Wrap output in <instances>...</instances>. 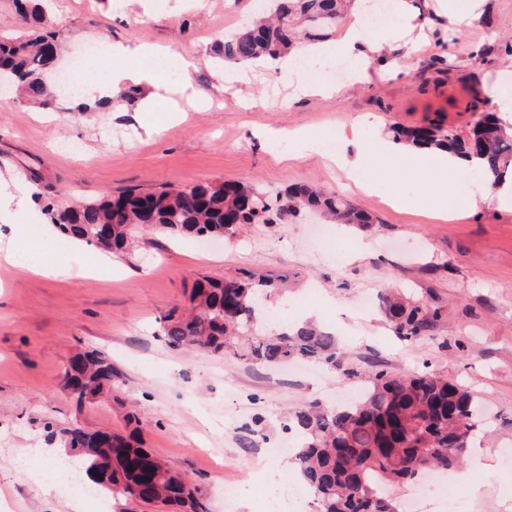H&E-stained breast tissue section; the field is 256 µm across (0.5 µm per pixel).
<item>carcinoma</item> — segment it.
Listing matches in <instances>:
<instances>
[{"label":"carcinoma","mask_w":512,"mask_h":512,"mask_svg":"<svg viewBox=\"0 0 512 512\" xmlns=\"http://www.w3.org/2000/svg\"><path fill=\"white\" fill-rule=\"evenodd\" d=\"M352 0H267L251 26L217 44L232 64L275 56L299 39L297 24L316 30L336 27ZM19 10L35 24L47 19L35 0H18ZM59 45L47 31L33 38H0V84H15L21 98L44 108L61 93L53 80ZM472 111H478L472 105ZM480 112V111H478ZM393 139L415 147L442 148L473 161L492 184L512 175V131L494 113L483 110L471 135L463 139L441 123L391 128ZM306 210L338 224L374 223L373 217L342 197L307 186L291 185L270 198L240 183L208 181L193 186H161L125 191L74 207L47 206L58 230L101 251L123 255L148 229L176 237L231 238L249 224H287ZM275 284L267 279L220 280L197 275L187 304L164 317L163 335L175 350L234 355L259 364L294 359L315 361L346 379L361 378L364 391L336 406L309 401L289 413L285 429L300 442L293 457L304 485L313 490L319 512H398L387 488L425 475L429 468L448 470L464 458L480 409L464 386L430 374L393 373L375 366L365 376L344 365L336 338L317 326L282 327L265 332L258 325V296ZM382 309L394 335L402 341L430 336L442 310L400 297H382ZM121 373L101 351L79 353L62 376L63 387L83 397L107 396ZM71 457L82 461V475L101 494L131 496L146 486L145 504L175 505L184 512H208L199 484L183 476L136 441L134 433L87 432L73 424L54 429Z\"/></svg>","instance_id":"1"}]
</instances>
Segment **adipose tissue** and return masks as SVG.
I'll return each instance as SVG.
<instances>
[{"label":"adipose tissue","mask_w":512,"mask_h":512,"mask_svg":"<svg viewBox=\"0 0 512 512\" xmlns=\"http://www.w3.org/2000/svg\"><path fill=\"white\" fill-rule=\"evenodd\" d=\"M419 24V16L412 7L410 0H396V23L380 38L365 40L358 23H351L346 29L341 43L321 42L316 44H299L293 56L310 63H320L333 57L336 51H343L347 58L355 64L353 81L365 84L370 81L369 65L371 60L378 59L385 66L397 68L396 58L387 57L386 48L398 42L405 34L411 33ZM159 48L139 43H118L112 47L114 66L109 74L112 86L119 87L131 83L158 87L159 78L155 69L148 63L161 56ZM130 58L139 59L136 67L127 66ZM377 160L384 166L392 168L414 169L427 172L432 192L438 197L440 204L438 215L456 219L469 215L474 206L471 196L460 194L454 190L453 175L466 172L470 163L465 158L445 150L430 148H414L393 141L388 137L377 138L372 153H359L355 157H339L338 165L346 172L348 178L366 192L376 190V183L364 180L362 173L370 161Z\"/></svg>","instance_id":"adipose-tissue-1"}]
</instances>
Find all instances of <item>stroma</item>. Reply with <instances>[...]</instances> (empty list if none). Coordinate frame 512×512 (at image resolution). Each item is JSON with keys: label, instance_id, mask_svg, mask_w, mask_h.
Masks as SVG:
<instances>
[{"label": "stroma", "instance_id": "35a3bbf8", "mask_svg": "<svg viewBox=\"0 0 512 512\" xmlns=\"http://www.w3.org/2000/svg\"><path fill=\"white\" fill-rule=\"evenodd\" d=\"M50 29L65 60L88 45L110 52L116 42H146L197 58L190 72L166 77L173 99L152 110L141 101L113 100L89 112L61 97L54 110L19 103L0 92V174L24 179L31 191L29 222L0 224V237L22 246L41 242L51 259L79 269L96 252L46 236L47 204L67 206L125 190L213 180L260 186L269 195L305 184L336 192L376 216L369 226L329 224L314 217L291 224H254L238 238L200 240L157 233L120 257L124 273L51 280L0 267V512H73L69 495H46L10 464L27 448L48 447L47 425L79 424L127 432V412L140 418L145 448L174 471L200 483L209 512H266L262 472H290L288 456L268 460L275 443H293L288 412L304 402L345 398L350 382L334 373L307 380L305 362L281 367L169 348L163 318L183 305L196 273L218 279L252 274L286 283L266 304L285 324L312 320L335 335L352 367L384 365L394 373L427 372L469 386L493 435H478L485 463H464L456 488L470 512H512V210L486 202L492 186L473 173L469 217L437 216L425 179L376 165L366 171L381 187L404 196L406 207L350 187L344 171L321 151L289 159V144L267 149L268 128H305L334 140L336 154L368 147L392 126L440 119L468 136V103L483 100L487 79L512 99V0H485L481 16L461 25L457 43L436 46L431 26L397 77L371 83L336 82L329 98H293L297 75L244 65V82L220 89L224 62L217 38L237 33L254 13L253 0H46ZM442 55L443 64L430 60ZM178 107L182 119L169 123ZM343 254L344 265L334 257ZM397 288L441 308L432 337L398 339L379 307L360 316L364 297ZM99 350L122 373L117 398L76 408L61 387L68 360ZM233 481L234 494L224 484Z\"/></svg>", "mask_w": 512, "mask_h": 512}]
</instances>
